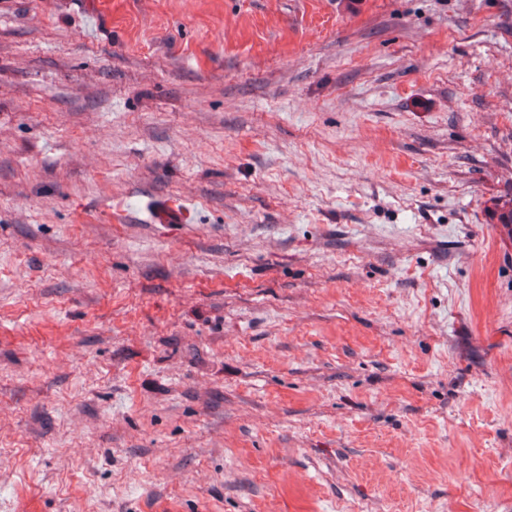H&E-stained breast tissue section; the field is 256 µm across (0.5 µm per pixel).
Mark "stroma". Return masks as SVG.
Segmentation results:
<instances>
[{"instance_id": "stroma-1", "label": "stroma", "mask_w": 512, "mask_h": 512, "mask_svg": "<svg viewBox=\"0 0 512 512\" xmlns=\"http://www.w3.org/2000/svg\"><path fill=\"white\" fill-rule=\"evenodd\" d=\"M512 0H0V512H512Z\"/></svg>"}]
</instances>
